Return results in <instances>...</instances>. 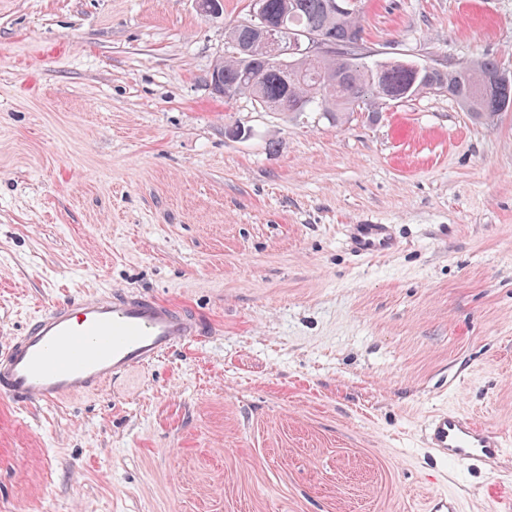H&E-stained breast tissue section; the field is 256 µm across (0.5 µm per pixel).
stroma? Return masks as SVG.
<instances>
[{"label": "stroma", "instance_id": "obj_1", "mask_svg": "<svg viewBox=\"0 0 512 512\" xmlns=\"http://www.w3.org/2000/svg\"><path fill=\"white\" fill-rule=\"evenodd\" d=\"M197 0H0V347L82 293L209 323L102 391L0 398V512H493L512 451L425 445L452 408L512 437V109L447 91L262 110L210 82ZM368 62L512 77V0H361ZM391 225L363 257L349 227Z\"/></svg>", "mask_w": 512, "mask_h": 512}]
</instances>
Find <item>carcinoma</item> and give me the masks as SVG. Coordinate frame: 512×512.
<instances>
[{"mask_svg":"<svg viewBox=\"0 0 512 512\" xmlns=\"http://www.w3.org/2000/svg\"><path fill=\"white\" fill-rule=\"evenodd\" d=\"M260 4L272 24L320 33L336 47V53L323 57L292 54L289 65L270 63L258 51L247 57L240 46L252 41V30L245 23L238 24L228 32L233 51L216 64L230 99L247 95L277 112L298 105L316 106L336 123L355 105L383 104L389 96L402 100L427 90L448 91L478 119L490 120L512 105L511 81L482 90L484 80L499 72L493 58L461 63L448 71L425 66L419 73L397 61L388 62L382 66L383 86L379 87L374 68L358 59L347 65L341 56L342 50L363 37L358 12L334 13L329 0H260Z\"/></svg>","mask_w":512,"mask_h":512,"instance_id":"cac0c4a2","label":"carcinoma"}]
</instances>
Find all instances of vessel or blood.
<instances>
[{
  "label": "vessel or blood",
  "instance_id": "b4317fda",
  "mask_svg": "<svg viewBox=\"0 0 512 512\" xmlns=\"http://www.w3.org/2000/svg\"><path fill=\"white\" fill-rule=\"evenodd\" d=\"M349 238L363 255L385 253L393 245L386 224L350 225ZM204 333L193 309L146 293L115 290L74 297L36 316L0 348V396L18 405H54L94 393ZM425 440L428 448L463 469L491 464L508 447L503 436L453 410L429 419Z\"/></svg>",
  "mask_w": 512,
  "mask_h": 512
}]
</instances>
